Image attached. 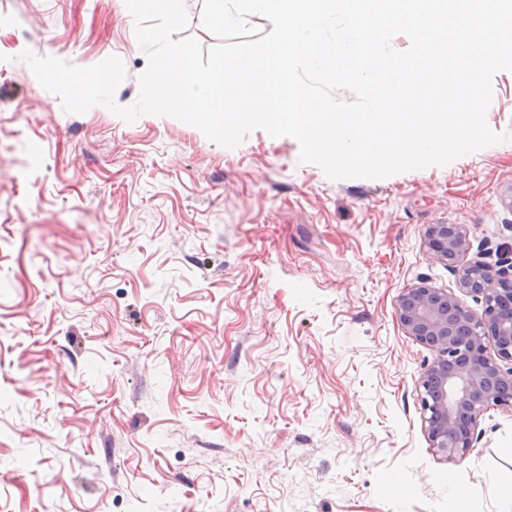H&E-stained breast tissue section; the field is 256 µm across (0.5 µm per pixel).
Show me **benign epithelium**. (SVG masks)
<instances>
[{
  "label": "benign epithelium",
  "instance_id": "1",
  "mask_svg": "<svg viewBox=\"0 0 512 512\" xmlns=\"http://www.w3.org/2000/svg\"><path fill=\"white\" fill-rule=\"evenodd\" d=\"M423 243L457 275L459 288L483 303L474 312L427 281L396 300L406 335L435 353L416 387L429 447L460 461L475 447L478 421L487 410H512V251L486 246L476 259L465 260L472 244L463 224H428Z\"/></svg>",
  "mask_w": 512,
  "mask_h": 512
}]
</instances>
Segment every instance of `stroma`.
<instances>
[{
  "label": "stroma",
  "instance_id": "1",
  "mask_svg": "<svg viewBox=\"0 0 512 512\" xmlns=\"http://www.w3.org/2000/svg\"><path fill=\"white\" fill-rule=\"evenodd\" d=\"M26 50L118 57L122 106L147 65L123 0H0V512H512V411L436 454L395 317L458 290L426 225L512 249V140L332 180L290 136L66 113Z\"/></svg>",
  "mask_w": 512,
  "mask_h": 512
}]
</instances>
